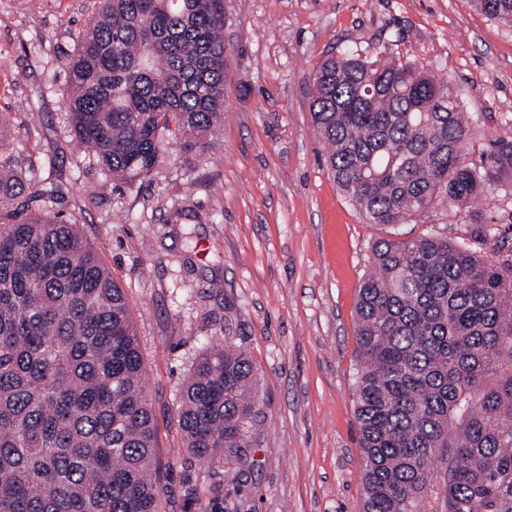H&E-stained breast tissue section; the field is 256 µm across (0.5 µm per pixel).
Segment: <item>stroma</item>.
Instances as JSON below:
<instances>
[{"label": "stroma", "mask_w": 512, "mask_h": 512, "mask_svg": "<svg viewBox=\"0 0 512 512\" xmlns=\"http://www.w3.org/2000/svg\"><path fill=\"white\" fill-rule=\"evenodd\" d=\"M96 0H0V140L32 187L58 185L49 215L76 224L124 289L154 411L161 512H362L355 416V303L388 232L457 241L438 209L394 230L365 223L337 189L310 114L313 75L348 47L429 65L476 122L470 158L512 136V27L473 0H224L221 147L115 185L76 143L65 64ZM512 249V207L491 198ZM231 342L256 375L243 459L183 448L177 402L205 341Z\"/></svg>", "instance_id": "35a3bbf8"}]
</instances>
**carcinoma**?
I'll use <instances>...</instances> for the list:
<instances>
[{"label":"carcinoma","instance_id":"carcinoma-1","mask_svg":"<svg viewBox=\"0 0 512 512\" xmlns=\"http://www.w3.org/2000/svg\"><path fill=\"white\" fill-rule=\"evenodd\" d=\"M66 64L63 98L88 157L131 185L164 137L205 154L224 125V0H98ZM512 23V0H475ZM312 118L337 187L369 224L395 226L512 200V138L469 160L472 117L425 65L357 48L321 63ZM0 140V512H160L155 427L123 288L76 225L33 210ZM359 288L356 415L363 512H421L448 460L446 512H512V251L382 238ZM248 356L206 343L177 408L184 448L218 463L249 446Z\"/></svg>","mask_w":512,"mask_h":512}]
</instances>
